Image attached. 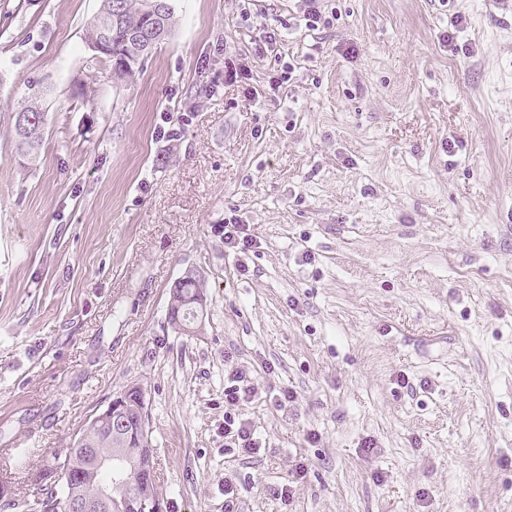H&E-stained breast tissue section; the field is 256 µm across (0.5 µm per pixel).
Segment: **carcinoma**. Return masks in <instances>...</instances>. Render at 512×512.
I'll list each match as a JSON object with an SVG mask.
<instances>
[{
	"mask_svg": "<svg viewBox=\"0 0 512 512\" xmlns=\"http://www.w3.org/2000/svg\"><path fill=\"white\" fill-rule=\"evenodd\" d=\"M145 0H102L98 13L87 23L84 31V40L100 29L110 32L109 54L92 56L91 63H105L109 67H118L120 79H129L143 70L144 64L136 63L131 58V49L127 42L130 30L145 26L144 19ZM43 91L31 89L17 102L16 110L45 115L41 107ZM43 126L31 130L27 139L16 134L15 142L18 153L27 159H35L42 146ZM204 300L202 281L194 277L182 285L178 294L169 298L167 316L176 328L183 326L192 329L197 325L193 312L197 302ZM150 430V426L140 429V421L130 424L126 433L125 448L131 456L144 459L153 455V448L145 441L143 431ZM82 442L86 448H95L102 455L111 453L117 441L112 437V431L104 425H84L79 431ZM12 472L8 468L0 469V500L5 506L18 509L20 512H71L68 502L71 499V490L80 487L83 496L88 500H95L98 487L112 485L113 475L107 470L99 472L92 481L78 477V471H62L55 467V461H50L43 469L35 472L32 482L37 486V495L24 500L11 497L9 489L12 484Z\"/></svg>",
	"mask_w": 512,
	"mask_h": 512,
	"instance_id": "cac0c4a2",
	"label": "carcinoma"
}]
</instances>
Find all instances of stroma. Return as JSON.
I'll return each instance as SVG.
<instances>
[{
    "instance_id": "stroma-1",
    "label": "stroma",
    "mask_w": 512,
    "mask_h": 512,
    "mask_svg": "<svg viewBox=\"0 0 512 512\" xmlns=\"http://www.w3.org/2000/svg\"><path fill=\"white\" fill-rule=\"evenodd\" d=\"M174 5L124 82L90 63L101 0H0V461L34 471L138 383L167 512H224L228 479L236 512H512V9L322 0L312 31L305 0ZM31 92L27 93L24 97H22L17 102L14 122V131H15V142L18 153L27 159H36L38 153L40 152L42 146V131L45 125V122L35 127L31 130L30 136L27 138V141H23L21 134L18 133L17 129L24 134L28 129L30 124L35 122V117H33L30 113H38L39 115H45L44 110L41 107V99L43 96V90L29 88ZM16 124V127H15ZM188 279H190V281L182 285V288H179V293L174 297L170 291L167 311V316L169 317L170 323L186 334L192 332L186 331V329H184L181 324H183L186 328L194 329V326L197 325V322L194 320L193 312L197 308V302L202 301L205 304L203 283L195 274L194 278H192L190 275H187L186 277L178 279L174 286ZM204 304H202L201 308V311L203 312L205 311ZM246 378L243 372L232 371L230 379L234 384L224 388V397L228 402H243L252 397L251 386ZM224 438L233 440L245 454H256L260 449L253 439L249 422L243 418L236 419L231 415L224 417Z\"/></svg>"
}]
</instances>
